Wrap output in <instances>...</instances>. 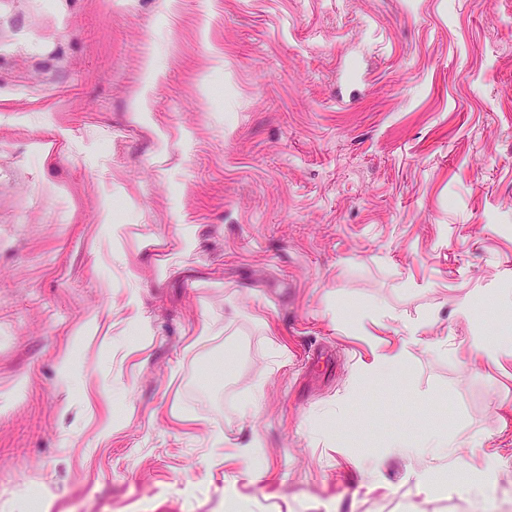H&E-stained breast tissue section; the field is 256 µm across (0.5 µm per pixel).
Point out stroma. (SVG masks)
Segmentation results:
<instances>
[{
  "label": "stroma",
  "mask_w": 512,
  "mask_h": 512,
  "mask_svg": "<svg viewBox=\"0 0 512 512\" xmlns=\"http://www.w3.org/2000/svg\"><path fill=\"white\" fill-rule=\"evenodd\" d=\"M508 286L512 0H0V512H512ZM468 341L473 353L488 363H499L502 356L512 354L511 338L507 344L501 341L491 342L484 333L475 330L472 336H468ZM405 353L401 348L393 354H375L368 363H363L362 378L371 379L392 375L399 367ZM455 465L469 472V480L466 485V493L473 496H481L496 480L497 473L501 467V461L496 457L487 458L479 468H470L469 465L460 460Z\"/></svg>",
  "instance_id": "obj_1"
}]
</instances>
